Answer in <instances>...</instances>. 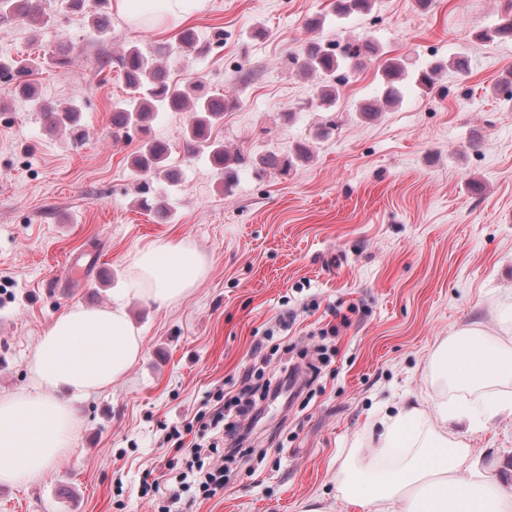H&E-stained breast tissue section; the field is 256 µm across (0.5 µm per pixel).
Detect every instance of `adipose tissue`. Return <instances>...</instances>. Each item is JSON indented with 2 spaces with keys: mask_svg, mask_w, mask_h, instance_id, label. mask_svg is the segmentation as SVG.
I'll use <instances>...</instances> for the list:
<instances>
[{
  "mask_svg": "<svg viewBox=\"0 0 512 512\" xmlns=\"http://www.w3.org/2000/svg\"><path fill=\"white\" fill-rule=\"evenodd\" d=\"M208 0H116L133 25L168 27L203 11ZM133 292L172 304L205 278L204 255L181 242L160 240L135 253ZM144 352L123 303L99 309L72 306L40 336L31 357L36 393L0 399V483L31 485L67 457L75 441L69 396L85 397L121 380ZM434 366L457 382L487 386L512 378V349L490 344L474 326L445 340ZM504 404L433 411L399 409L381 433L374 455L410 449L394 466L350 467L338 476L343 502L362 512H512V486L474 469L467 448L450 441L453 422L504 411Z\"/></svg>",
  "mask_w": 512,
  "mask_h": 512,
  "instance_id": "obj_1",
  "label": "adipose tissue"
}]
</instances>
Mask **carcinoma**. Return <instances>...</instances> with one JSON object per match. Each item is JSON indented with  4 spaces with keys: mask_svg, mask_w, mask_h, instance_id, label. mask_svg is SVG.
I'll return each instance as SVG.
<instances>
[{
    "mask_svg": "<svg viewBox=\"0 0 512 512\" xmlns=\"http://www.w3.org/2000/svg\"><path fill=\"white\" fill-rule=\"evenodd\" d=\"M100 11L91 14L92 32L99 36L104 33L110 24V15L106 11L110 0H95ZM372 0H334L333 11L339 16L352 13H364L370 10ZM0 10L15 14L27 19L34 29L45 26L49 17L37 8V0H0ZM478 38L486 41L512 39V4L506 6L505 13L500 17L499 23L492 28L478 34ZM168 51L165 46H152L142 49L131 46L115 59L123 75L126 87L131 97L112 106V129L115 133H125L130 129L148 133L149 124L156 112L161 109L171 111L189 112L188 136L186 149L191 154H205L214 168L220 170L224 180V190H230L238 178V169L249 165V161L241 154H232L224 149V144L212 139V128L224 119V112L235 105V102L224 96L211 95L205 91V84L201 80L195 81L191 91H186L172 84L168 70L160 62V58ZM377 52L376 45L369 39L363 38L346 43L342 53H336L335 45H322L318 41L306 44L301 57H293L300 67L322 75L328 79L322 85V96L333 98L336 96V87L332 79L348 61L356 64L365 57ZM68 58L63 49L48 58L35 57L33 59L21 58L12 61L6 66L0 65V77H7L15 81L19 90L29 96L34 95V87L27 81V77L34 71L43 67L61 68L66 66ZM441 66L434 65L418 73L416 84L425 94H432L437 88V75ZM404 68L395 59H388L384 63L383 75L386 82L385 99L392 101L400 93L397 83L402 80ZM46 119L56 125L69 123L70 131L78 130L74 124L75 111L68 107H48L45 112ZM168 148L163 142L149 140L145 142L133 158L134 168L139 172L138 184L139 206L158 215L166 216L167 207L158 199L154 180L164 177L173 178V173L165 168ZM306 150L302 147L295 153L286 156L267 155L259 158L255 165L257 173L267 170L277 171L282 175L294 164V161L304 158Z\"/></svg>",
    "mask_w": 512,
    "mask_h": 512,
    "instance_id": "cac0c4a2",
    "label": "carcinoma"
}]
</instances>
